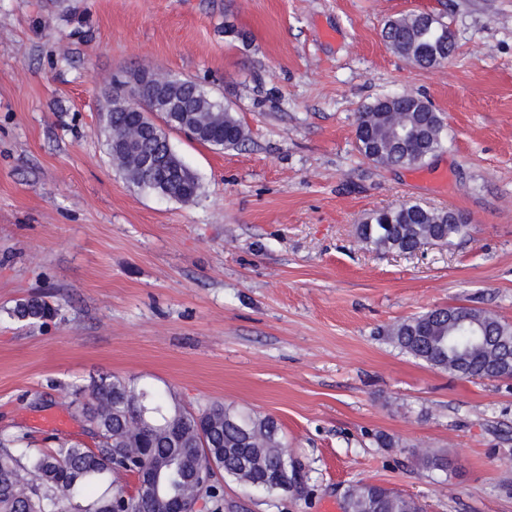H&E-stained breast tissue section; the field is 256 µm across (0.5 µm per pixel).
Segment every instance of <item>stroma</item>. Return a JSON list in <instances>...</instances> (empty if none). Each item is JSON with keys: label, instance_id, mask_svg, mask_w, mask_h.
Instances as JSON below:
<instances>
[{"label": "stroma", "instance_id": "stroma-1", "mask_svg": "<svg viewBox=\"0 0 512 512\" xmlns=\"http://www.w3.org/2000/svg\"><path fill=\"white\" fill-rule=\"evenodd\" d=\"M410 13L453 32L446 62L383 41ZM143 67L199 82L248 131L237 150L171 132L193 203L138 190L108 153L105 100ZM406 90L443 121L422 178L357 149L358 113ZM406 200L470 238L366 248L357 224ZM36 293L54 318L10 319ZM448 306L512 323V0H0V436L95 447L66 394L119 376L277 419L296 485L221 476V512H344L358 481L427 512H512V379L386 334Z\"/></svg>", "mask_w": 512, "mask_h": 512}]
</instances>
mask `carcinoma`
Listing matches in <instances>:
<instances>
[{"mask_svg":"<svg viewBox=\"0 0 512 512\" xmlns=\"http://www.w3.org/2000/svg\"><path fill=\"white\" fill-rule=\"evenodd\" d=\"M385 42L402 56L433 67L455 49L448 26L426 14L389 20ZM183 96L188 120L207 129L199 142L219 149L238 148L248 133L231 107L212 98L198 83L173 79ZM125 90L106 99L108 150L127 179L142 191L162 187L165 173L145 172L136 155L118 149L113 138L132 135L148 152H163L171 168L182 172L187 189L198 197L195 175L183 170L180 158L162 130L144 134L139 114L117 106ZM357 127L365 133L358 151L385 167H420L444 147L443 122L418 96L404 92L376 101L359 113ZM468 224L448 219V211L405 202L373 211L357 227L361 243L383 253L412 254L427 245H446L463 237ZM55 309L39 297L20 302L11 316L19 321L51 317ZM391 342L427 364L467 378H512V324L479 308H435L410 316L388 331ZM70 408L100 430L97 449L60 444L50 450H32L27 435L0 438V512H165L164 499L175 496L191 505L203 498L220 512L224 496L218 480L201 474L200 459L212 457L216 467L244 487L258 486L268 493L288 490V454L278 423L269 416L252 415L222 404L188 411L176 394L162 395L120 377L93 380L72 392ZM147 408V419L140 410ZM174 423L169 434L156 427ZM209 447H199L201 436ZM180 461L176 474L164 473L161 498L135 494L118 481L133 476L144 461L167 467ZM426 468L448 471V458L425 449L419 453ZM344 512H424L416 498L382 485L359 482L345 496Z\"/></svg>","mask_w":512,"mask_h":512,"instance_id":"carcinoma-1","label":"carcinoma"}]
</instances>
